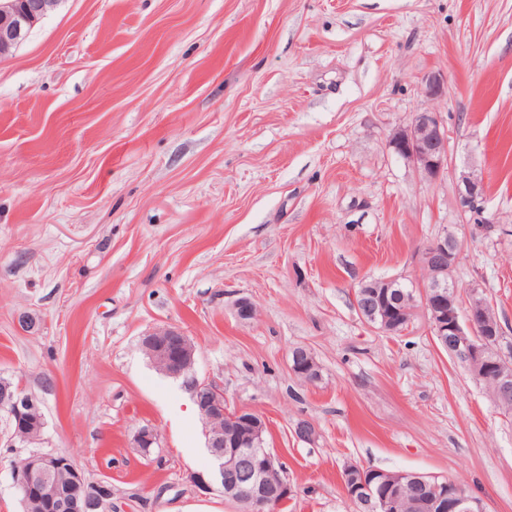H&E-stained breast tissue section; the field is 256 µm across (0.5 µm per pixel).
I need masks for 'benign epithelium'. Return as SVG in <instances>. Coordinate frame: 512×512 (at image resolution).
Masks as SVG:
<instances>
[{"label":"benign epithelium","instance_id":"7a95c632","mask_svg":"<svg viewBox=\"0 0 512 512\" xmlns=\"http://www.w3.org/2000/svg\"><path fill=\"white\" fill-rule=\"evenodd\" d=\"M59 2L0 0V60L11 57ZM423 84L430 97L445 93V80L440 74L424 76ZM389 147L416 164L430 179L438 178L448 168V129L436 112L414 114L407 127L393 134ZM458 192L461 207L468 212L477 211L484 194L483 179L472 171L461 174ZM458 259L457 237L445 230L421 251L426 277L420 286L407 293L402 291L406 284L399 277L368 281L362 284L358 310L367 321L380 323V330H385L390 317L369 289L380 284L392 290V303L411 314L423 312L439 345L471 375L494 381L498 397L507 399L512 396V353L503 351L501 327L487 321L486 303L477 290H471L468 302L462 303L460 290L450 280ZM234 308L241 321L253 319L256 313L255 304L245 297L237 299ZM140 345L160 373L182 381L202 420L213 466L206 473L190 471L185 480L202 491L222 493L239 504L241 512H275L290 500L293 490L285 466L266 444L265 416L248 408L228 409L224 385L198 377L196 348L190 337L178 327H158L144 334ZM291 355L293 375L302 376L306 382L318 380L319 366L310 349L297 346ZM0 411L7 414L8 422L15 423L5 447L29 449L13 465L14 484L37 486L38 499L45 503L61 499L56 474L68 460L55 451L32 449L41 440L45 427L39 399L19 386L1 382ZM69 483L78 487L81 494L66 502L68 512L112 510L110 482L90 481L76 466L71 469ZM344 490L368 512H404L406 504L416 509L425 500L430 512H485L482 502L462 483L420 473L386 472L380 478L362 471L350 473Z\"/></svg>","mask_w":512,"mask_h":512}]
</instances>
